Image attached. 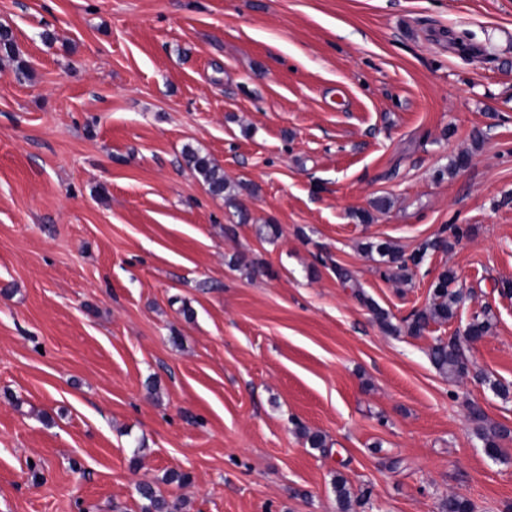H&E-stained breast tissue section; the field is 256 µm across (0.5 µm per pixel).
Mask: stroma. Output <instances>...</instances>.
Returning a JSON list of instances; mask_svg holds the SVG:
<instances>
[{"label":"stroma","instance_id":"1","mask_svg":"<svg viewBox=\"0 0 512 512\" xmlns=\"http://www.w3.org/2000/svg\"><path fill=\"white\" fill-rule=\"evenodd\" d=\"M0 25L28 65L0 62V512H138L141 481L340 512L339 477L372 491L352 512H512V439L489 457L469 415L512 428V0H0ZM453 224L406 283L370 249ZM448 269L455 316L408 335ZM484 309L445 377L430 347ZM186 164L197 173L209 193L214 196L230 195V185L224 180V173L206 155H200L194 150L184 152Z\"/></svg>","mask_w":512,"mask_h":512}]
</instances>
